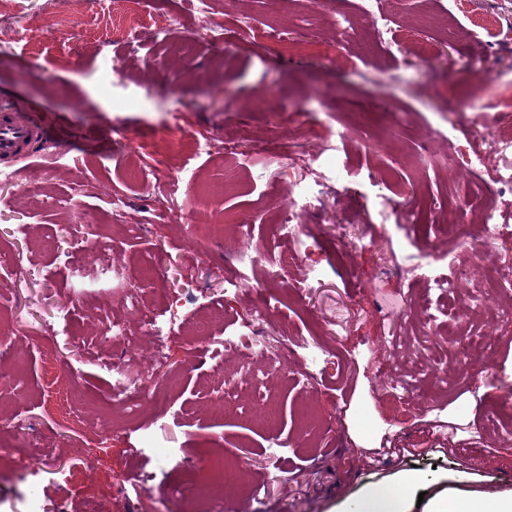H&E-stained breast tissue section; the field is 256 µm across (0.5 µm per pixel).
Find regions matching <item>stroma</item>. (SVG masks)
<instances>
[{
	"mask_svg": "<svg viewBox=\"0 0 512 512\" xmlns=\"http://www.w3.org/2000/svg\"><path fill=\"white\" fill-rule=\"evenodd\" d=\"M378 2L385 29L361 0H11L0 102L94 140L0 165V353L23 339L0 364V512H351L405 473L422 479L409 512L422 492L512 493V425L493 415L512 393V328L495 312L508 299L469 328L497 325L490 358L449 337L482 281L447 230L444 167L475 129L487 167L512 168V44L489 49L485 30L512 23V0ZM450 13L461 32L444 42ZM466 58L495 84L464 95ZM412 192L427 232L396 214ZM292 199L287 238L272 216ZM202 221L223 233L198 242ZM458 235L512 267V240L480 215ZM101 248L111 268L90 265ZM424 258L458 280L454 302L404 275ZM103 320L123 335L101 341ZM64 321L78 346L51 332ZM117 366L142 386L121 401ZM213 459L246 461L247 493L200 494Z\"/></svg>",
	"mask_w": 512,
	"mask_h": 512,
	"instance_id": "35a3bbf8",
	"label": "stroma"
}]
</instances>
